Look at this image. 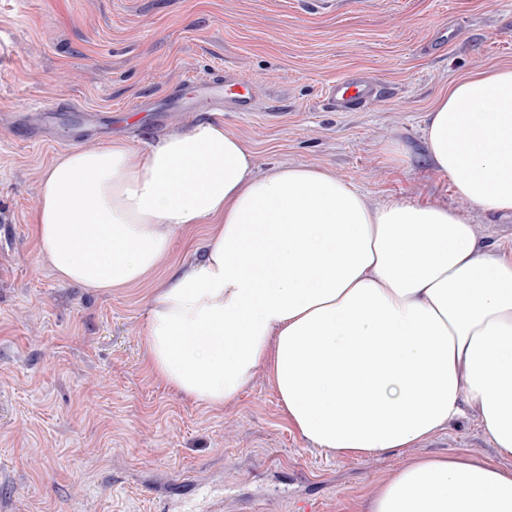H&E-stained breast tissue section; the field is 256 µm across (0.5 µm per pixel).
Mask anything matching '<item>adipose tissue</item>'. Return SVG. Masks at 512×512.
Returning <instances> with one entry per match:
<instances>
[{
	"label": "adipose tissue",
	"mask_w": 512,
	"mask_h": 512,
	"mask_svg": "<svg viewBox=\"0 0 512 512\" xmlns=\"http://www.w3.org/2000/svg\"><path fill=\"white\" fill-rule=\"evenodd\" d=\"M424 139L460 198L512 213V67L450 84ZM254 167L212 121L144 149L69 150L41 178L38 250L62 280L126 288L176 234L209 225L202 258L145 315L144 359L167 384L220 407L270 363L289 421L329 453L409 447L471 404L512 457V252L479 257L471 224L444 207L374 208L324 169ZM253 252L263 264L244 262ZM370 512H512V470L417 457L378 485Z\"/></svg>",
	"instance_id": "adipose-tissue-1"
}]
</instances>
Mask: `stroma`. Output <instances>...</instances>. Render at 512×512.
Returning a JSON list of instances; mask_svg holds the SVG:
<instances>
[{
  "mask_svg": "<svg viewBox=\"0 0 512 512\" xmlns=\"http://www.w3.org/2000/svg\"><path fill=\"white\" fill-rule=\"evenodd\" d=\"M512 66V0H0V512H369L377 485L421 455L498 456L476 407L423 443L327 453L289 423L269 366L238 398H184L143 360L146 306L202 255L200 224L140 284L93 290L41 256V177L78 146L146 145L219 120L257 174L326 169L371 206L457 211L476 250H512V215L458 197L423 130L448 84ZM231 69L261 94L252 114L168 107ZM356 71L388 86L366 112H330L326 85ZM83 104L67 111L69 102ZM59 111L42 123L35 110Z\"/></svg>",
  "mask_w": 512,
  "mask_h": 512,
  "instance_id": "stroma-1",
  "label": "stroma"
}]
</instances>
